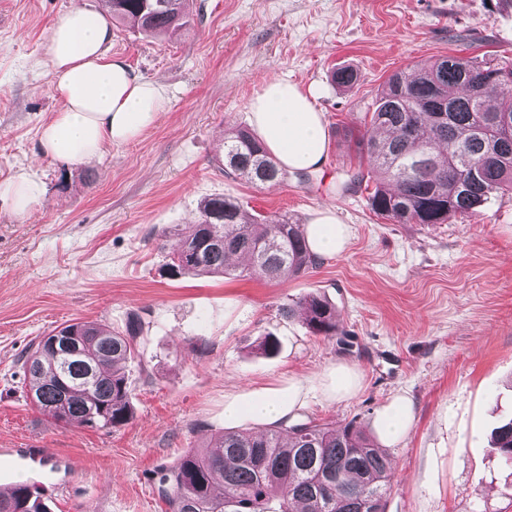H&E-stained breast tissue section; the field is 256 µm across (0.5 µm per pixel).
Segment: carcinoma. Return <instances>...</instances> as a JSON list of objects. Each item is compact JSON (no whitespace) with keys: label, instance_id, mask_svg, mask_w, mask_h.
Masks as SVG:
<instances>
[{"label":"carcinoma","instance_id":"cac0c4a2","mask_svg":"<svg viewBox=\"0 0 512 512\" xmlns=\"http://www.w3.org/2000/svg\"><path fill=\"white\" fill-rule=\"evenodd\" d=\"M188 0H109L112 16L143 34L187 23ZM500 92L492 105L486 90ZM355 141L372 166L356 169L344 188L372 184L373 213L396 224H444L475 216L491 195L512 191V65L448 56L391 74L376 100L370 126ZM224 173L256 185H278L288 171L247 128L224 135ZM242 256L240 277L285 281L316 265V256L285 216L258 219L230 197L200 203L188 235H178L164 265L171 278L224 276ZM300 312L310 333L336 335V308L310 293L283 308ZM80 339L82 357L64 360L51 336L23 361L26 397L59 423L124 426L134 416L123 363L143 334L139 320L116 331L96 322L60 327ZM494 445L512 468V419L494 431ZM391 467L363 432L310 419L251 431H225L160 472L158 498L167 512H361L369 496L385 512ZM0 512H50L44 499L20 487L0 496Z\"/></svg>","mask_w":512,"mask_h":512}]
</instances>
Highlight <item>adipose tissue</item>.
Here are the masks:
<instances>
[{
  "label": "adipose tissue",
  "mask_w": 512,
  "mask_h": 512,
  "mask_svg": "<svg viewBox=\"0 0 512 512\" xmlns=\"http://www.w3.org/2000/svg\"><path fill=\"white\" fill-rule=\"evenodd\" d=\"M112 42L111 9L73 5L57 15L48 28L43 49L58 108L40 130L43 157L85 165L99 160L106 147L120 146L154 127L166 112L164 84L134 74L124 60L109 54ZM252 123L268 151L291 170L318 168L328 149L323 117L296 84L266 83L250 105ZM13 214L31 217L42 199L41 184L21 173L0 184ZM301 230L320 255L340 253L348 236L333 209L318 210ZM304 400L294 382L284 389H261L224 396V418L247 416L273 424L286 419Z\"/></svg>",
  "instance_id": "ef3b65f1"
}]
</instances>
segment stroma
<instances>
[{
	"instance_id": "1",
	"label": "stroma",
	"mask_w": 512,
	"mask_h": 512,
	"mask_svg": "<svg viewBox=\"0 0 512 512\" xmlns=\"http://www.w3.org/2000/svg\"><path fill=\"white\" fill-rule=\"evenodd\" d=\"M74 0H0V182L24 172L43 199L26 220L0 197V448H41L64 482L53 512H163L161 468L224 431V394L299 382L300 419L376 421L406 397L405 435L382 443L393 472L385 512H512V470L491 432L512 418V193L444 224L376 216L341 130L368 124L393 72L443 56L512 64V0H189V22L147 36L113 24L109 52L170 99L138 138L75 166L39 155L58 107L42 53ZM349 67L350 89L332 81ZM312 95L329 149L308 177L268 187L224 173V133L250 127L271 80ZM214 196L263 217L305 223L333 208L351 234L338 255L283 282L254 276L169 278L172 227L188 232ZM336 308V334L312 335L284 305L307 294ZM143 324L124 365L133 420L112 429L55 422L26 398L22 360L63 324ZM267 337L278 343L259 351ZM351 370L331 395L328 371Z\"/></svg>"
}]
</instances>
